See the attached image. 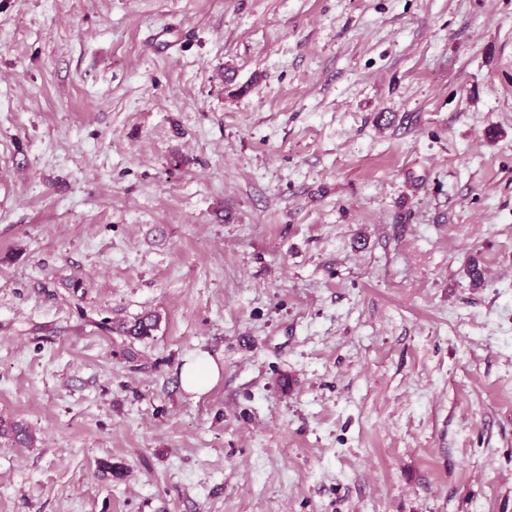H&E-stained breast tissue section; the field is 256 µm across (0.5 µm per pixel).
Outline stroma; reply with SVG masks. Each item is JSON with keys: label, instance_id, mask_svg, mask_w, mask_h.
<instances>
[{"label": "stroma", "instance_id": "stroma-1", "mask_svg": "<svg viewBox=\"0 0 512 512\" xmlns=\"http://www.w3.org/2000/svg\"><path fill=\"white\" fill-rule=\"evenodd\" d=\"M0 423V512H512V0H0ZM180 376L183 388L200 396L219 380L220 368L213 358L202 355L185 361Z\"/></svg>", "mask_w": 512, "mask_h": 512}]
</instances>
